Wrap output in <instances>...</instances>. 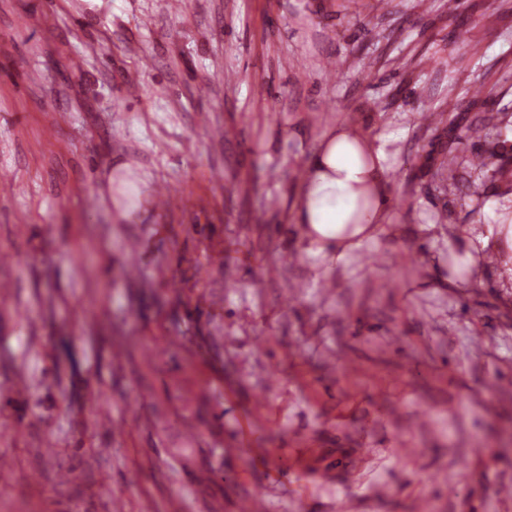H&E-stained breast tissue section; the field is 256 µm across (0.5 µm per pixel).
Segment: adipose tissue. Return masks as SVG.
Returning <instances> with one entry per match:
<instances>
[{"mask_svg": "<svg viewBox=\"0 0 512 512\" xmlns=\"http://www.w3.org/2000/svg\"><path fill=\"white\" fill-rule=\"evenodd\" d=\"M386 154L372 148L364 131L339 124L322 137L298 183L293 221L314 256L349 250L373 240L388 214ZM490 224L482 248L508 256L502 277L512 285V195L488 202Z\"/></svg>", "mask_w": 512, "mask_h": 512, "instance_id": "1", "label": "adipose tissue"}]
</instances>
